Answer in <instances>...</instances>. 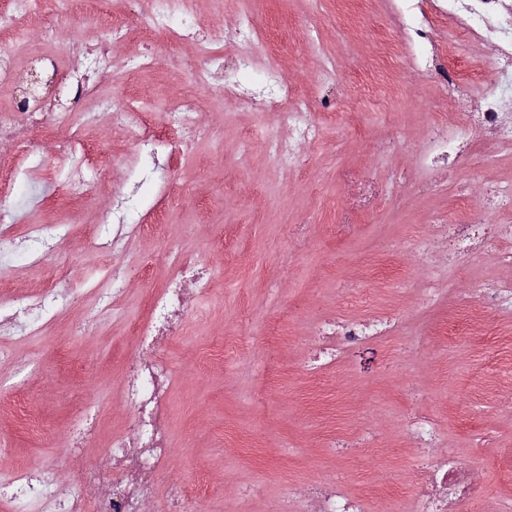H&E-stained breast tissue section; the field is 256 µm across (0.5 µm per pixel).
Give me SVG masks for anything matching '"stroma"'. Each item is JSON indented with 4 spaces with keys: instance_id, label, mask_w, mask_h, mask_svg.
Instances as JSON below:
<instances>
[{
    "instance_id": "1",
    "label": "stroma",
    "mask_w": 512,
    "mask_h": 512,
    "mask_svg": "<svg viewBox=\"0 0 512 512\" xmlns=\"http://www.w3.org/2000/svg\"><path fill=\"white\" fill-rule=\"evenodd\" d=\"M205 33L231 29L250 14L266 39L254 50L299 88L319 121L318 137L292 162L268 149L271 115L218 90L197 95L213 136L174 158L165 180L142 179L153 157L125 132L89 130L110 183L84 202H29L18 181L11 201L29 224H77L56 246L78 268L79 302L42 331L16 341L0 359V473L59 464L58 490H74L86 458L69 455L70 415L96 409L100 430L86 445L101 469L105 448L121 434L124 362L134 348L129 329L146 319L162 289L169 248L206 266L211 284L193 294L180 335L153 350L173 377L169 408L174 460L162 479L187 487L207 483L209 512H272L290 508L311 479H335L367 497V512H408L421 466L410 417L438 425V444L454 449L486 499H512V365L498 362L490 338L450 333L453 318L482 307V288L512 281L506 243L452 260L430 237L434 224L462 220V204L479 206L493 190L512 191V157L476 146L457 177L422 174L416 150L430 123L463 109L426 79L385 64L397 42L384 0H193ZM11 67L42 80L41 92L65 106V72L31 58L36 32ZM335 56L340 80H318L319 52ZM189 89L165 72L119 78L112 88L155 113ZM336 100L324 111L321 101ZM135 192L130 215L148 225L127 253L92 254L82 225ZM53 256L38 263L16 253L0 276L10 299L45 288ZM125 268L120 303L99 314L96 293L113 267ZM382 308L396 316L394 333L351 345L324 381L315 377L320 341L315 318L348 319ZM237 336L247 346L217 357ZM36 370L21 384L7 380L17 360ZM480 456H472V449Z\"/></svg>"
}]
</instances>
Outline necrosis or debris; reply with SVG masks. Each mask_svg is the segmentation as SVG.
Returning <instances> with one entry per match:
<instances>
[{"mask_svg":"<svg viewBox=\"0 0 512 512\" xmlns=\"http://www.w3.org/2000/svg\"><path fill=\"white\" fill-rule=\"evenodd\" d=\"M439 16L451 20L457 40L447 49H440L433 39L432 20L425 14L421 0H393L392 15L409 45L408 66L419 77L430 79L449 94L469 98L471 105L467 123H459L456 115L435 122L422 138L417 155L421 170L432 171L436 162H444L448 171L459 170L462 160L478 140H489L512 155V110L504 105L512 93V0H437ZM80 23L95 30L92 39L77 37L63 43L60 51L48 54L54 70L64 69L73 60L86 65L84 78L70 82L72 108L61 112L55 98L42 95L26 104H12L10 111L0 113V143H8L15 156L31 157L38 136L50 141L57 158L55 170L46 177L36 175L35 166L19 167L0 161V263L16 251L27 254L31 261H40L52 251L50 234L33 229H20L17 210L9 204L12 185L20 179L38 178L43 195L66 189L71 196L87 194L99 182L106 181L110 167L77 147V128H94L102 115L111 116L128 134L131 141H150L153 130L141 107L133 102L113 97H98L100 88L114 85L128 69L160 71L175 69L189 76L194 90L213 87L223 82L224 95L235 98L243 90L241 72L263 68V60L251 47L261 41L262 32L249 15L239 17L234 31L225 38L222 50H215L198 26L194 14L187 9L172 16L166 0H132L137 13L149 21L146 35L163 31L174 43H191L195 52L145 50L136 60H126L118 49L128 36L123 21L101 22V0H80ZM34 14L31 0H0V45L17 47L23 32L30 26ZM479 41L494 48L495 81H487L466 70H449L442 63L444 52H457L460 43ZM97 98V109H85L90 98ZM262 111L274 113L278 123L288 128L284 137L271 139L274 153L284 159H294L300 144L317 138L319 127L312 112L288 84L278 85L274 94L256 101ZM25 111V120H15L16 111ZM162 120L171 127L175 138L170 143L171 154H180L182 138L191 134L208 137L209 131L198 120L192 96L173 101ZM512 209V194L494 191L486 204L467 214L459 224H436L432 237L452 257L478 255L489 237L507 241L512 230L490 223V213ZM142 231L141 225L129 223L125 200H116L111 209L102 212L95 232L88 237L92 252L124 253L129 251ZM168 285L155 295L148 319L135 326L133 334L141 342L179 335L189 296L180 288L181 280H194L198 288H206L209 274L206 268L192 264L177 252L169 254ZM52 288L38 295L15 300L0 307V336L23 337L32 324L50 323L63 308L69 294L72 267L66 257H58ZM126 368L131 374L124 393L123 407L127 412L131 435L113 439L107 454L110 472L88 464L80 473L74 491L66 496L55 489L56 467L43 465L39 471H17L0 483L9 491V503L16 512H141L147 498L163 497L166 512H202L203 500L182 486L165 489L147 484L145 470H163L172 450L161 433L168 419L172 375L161 360L141 361L128 358ZM414 437L427 444L422 470L431 474L429 486H417L412 512H467L479 489L472 476L462 470L449 449L432 450L437 424L431 419H412ZM130 435V436H131ZM317 502L319 512H361L360 503L338 491L335 480L317 481L305 496L295 501L296 512H310V502Z\"/></svg>","mask_w":512,"mask_h":512,"instance_id":"4bbe7bcc","label":"necrosis or debris"}]
</instances>
